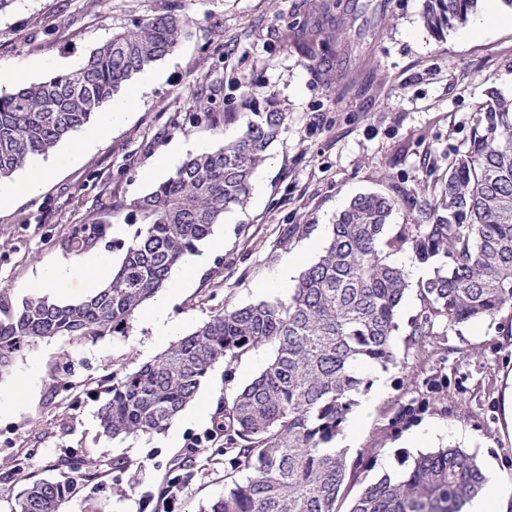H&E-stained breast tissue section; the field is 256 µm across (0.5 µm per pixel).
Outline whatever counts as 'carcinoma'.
<instances>
[{"label": "carcinoma", "mask_w": 512, "mask_h": 512, "mask_svg": "<svg viewBox=\"0 0 512 512\" xmlns=\"http://www.w3.org/2000/svg\"><path fill=\"white\" fill-rule=\"evenodd\" d=\"M477 0H425L423 26L441 36L467 23ZM340 0H301L281 31L307 59L333 54L336 37H321L312 22L333 21ZM188 34L176 15L135 30H119L77 70L39 83L0 90V180L35 156L49 154L93 120L133 76L165 58ZM477 106L467 147L448 164L444 188L429 197L414 189L395 196L355 198L332 224L324 254L308 266L287 297L244 307L224 305L154 360L101 380L98 410L105 436L165 430L196 395L211 368L225 375L249 352L269 346L270 363L232 398L218 401L211 428L170 464L156 493L157 512H171L198 472L197 459L224 464V496L209 512H342L346 479L364 486L347 512H464L490 477L476 456L457 448L420 453L393 476L367 480L377 450L356 457L337 438L373 381L366 367L404 364L396 350L398 307L409 269L393 260L437 263L418 284L421 309L410 322L406 346L448 328L492 318L512 307V100L493 90ZM239 139L191 156L165 181L133 203L140 218L119 265L104 288L61 304L31 295L21 300L0 289V378L39 341L68 336L94 341L127 333L138 307L163 288L174 266L196 250L230 205L244 204L251 181L277 139L285 114L266 100L240 115ZM402 204L426 219L388 220ZM108 224H79L62 248L81 254L105 237ZM448 356L416 385L388 424L398 430L434 404L448 388ZM98 476L84 459L62 463V479L38 481L18 498L15 512H59L76 485Z\"/></svg>", "instance_id": "carcinoma-1"}]
</instances>
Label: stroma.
Returning a JSON list of instances; mask_svg holds the SVG:
<instances>
[{
  "label": "stroma",
  "instance_id": "1",
  "mask_svg": "<svg viewBox=\"0 0 512 512\" xmlns=\"http://www.w3.org/2000/svg\"><path fill=\"white\" fill-rule=\"evenodd\" d=\"M297 0H12L0 12V70L23 67L26 82L78 68L113 31L136 29L176 14L189 34L175 50L136 75L122 91L131 105L121 124L95 137L32 196L0 209V288L15 298L60 260L81 269L85 255L61 247L71 227L98 219L109 225L94 255L120 261L135 226L132 203L156 185L160 162L176 170L172 141L217 149L241 133L237 113L274 97L286 119L254 177L245 206L224 213L216 246L200 247L195 277L167 302L178 333L186 334L224 303L244 306L286 296L302 271L323 253L329 226L352 198L397 188L432 193L448 160L464 148L477 105L488 88L512 95V7L482 36L460 25L443 36L420 20L424 0H342L336 24L335 77H320L279 37ZM210 94L218 127L193 124L197 93ZM310 234L286 238L293 225ZM141 307L125 335L77 342L56 336L18 357L0 380V475L23 463L26 478L0 485V512H14L30 483L55 480L60 461L80 457L97 482L80 486L64 512H155L152 495L171 460L210 427L217 401L248 384L273 356L251 351L225 377L216 364L201 383L207 396L191 402L162 433L122 439L103 435L97 417L98 382L108 371L137 370L173 341L159 334ZM448 390L434 409L397 431L387 425L415 385L431 375L433 360L409 350L404 365L370 371L373 385L338 441L350 454L377 446L378 470L398 457L453 445L475 453L484 470L512 492V425L505 390L512 383V309L448 331ZM23 380L29 393L13 400ZM127 460L125 469L112 467ZM224 494L223 469L198 472L174 512H208Z\"/></svg>",
  "mask_w": 512,
  "mask_h": 512
}]
</instances>
